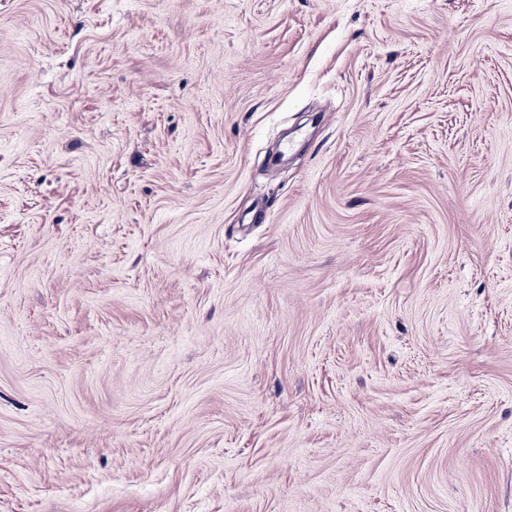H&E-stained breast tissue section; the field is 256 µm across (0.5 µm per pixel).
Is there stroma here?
Masks as SVG:
<instances>
[{
    "label": "stroma",
    "mask_w": 512,
    "mask_h": 512,
    "mask_svg": "<svg viewBox=\"0 0 512 512\" xmlns=\"http://www.w3.org/2000/svg\"><path fill=\"white\" fill-rule=\"evenodd\" d=\"M0 512H512V0H0Z\"/></svg>",
    "instance_id": "stroma-1"
}]
</instances>
